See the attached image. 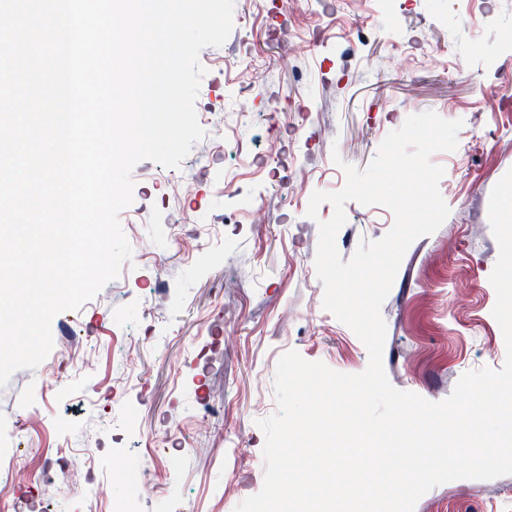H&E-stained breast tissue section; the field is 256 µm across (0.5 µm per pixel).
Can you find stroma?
<instances>
[{"label":"stroma","instance_id":"1","mask_svg":"<svg viewBox=\"0 0 512 512\" xmlns=\"http://www.w3.org/2000/svg\"><path fill=\"white\" fill-rule=\"evenodd\" d=\"M234 29L202 49L196 99L205 138L176 168L131 171L133 202L119 221L143 242L118 277L52 334L78 322V345L53 347L0 388V512H234L264 482L258 420L278 411L274 376L290 350L332 370L366 369L368 352L323 306L315 271L314 191L363 170L407 116L461 121L458 147L433 155L450 209L405 253L381 309L389 382L438 402L461 376L502 369L492 315L499 244L489 221L494 186L512 169V104L485 107L480 87L512 74V0H235ZM324 41L309 45L315 30ZM307 47L289 52L288 37ZM259 67L258 82L243 69ZM278 130L282 158L252 156ZM213 141L224 150L210 149ZM195 187L180 193L181 183ZM336 244L349 260L394 217L345 205ZM193 238V253L176 241ZM211 415H204V408ZM415 512H512V475L461 479L423 495Z\"/></svg>","mask_w":512,"mask_h":512}]
</instances>
